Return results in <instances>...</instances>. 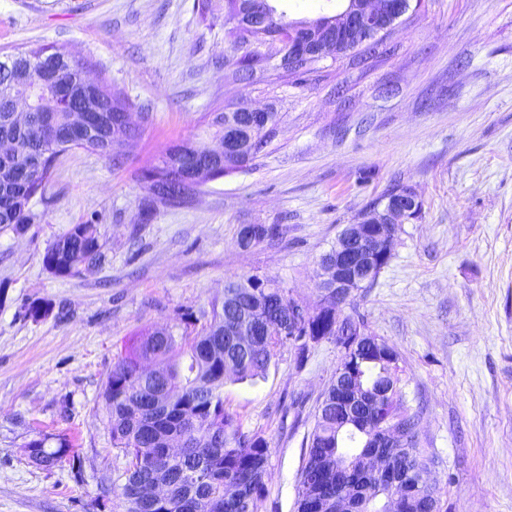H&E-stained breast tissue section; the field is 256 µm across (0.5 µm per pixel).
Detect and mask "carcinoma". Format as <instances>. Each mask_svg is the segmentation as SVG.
I'll return each instance as SVG.
<instances>
[{"instance_id":"cac0c4a2","label":"carcinoma","mask_w":512,"mask_h":512,"mask_svg":"<svg viewBox=\"0 0 512 512\" xmlns=\"http://www.w3.org/2000/svg\"><path fill=\"white\" fill-rule=\"evenodd\" d=\"M272 31L289 38V29L299 25L285 12L270 6ZM65 53L39 47L17 53L12 69L0 73V138L19 139V149L0 156V228L19 235L30 224L26 194L38 191L50 176L58 155L74 147L110 156L120 161L115 146L138 136L135 127H122V113L128 107L120 94L105 84L88 90L82 81L84 64L78 62L58 71L59 82L69 86L78 99L91 98L102 109L101 121L86 138L76 140L69 115L58 112L48 125L43 94H38L37 111L18 127L9 120L11 92L16 81L34 85L43 66ZM44 145L47 154L41 168L32 174L29 185L18 182L31 164L29 149ZM198 144L183 142L168 148L154 165L142 170L152 185L175 184L185 174L186 159L197 153ZM198 185L225 176L224 164L199 157L193 163ZM281 235L278 224H255L249 234L239 232L238 245L247 250ZM106 260L104 244L94 224H74L45 251L42 263L59 277L77 275L81 267L101 265ZM302 303L267 278L249 276L228 281L221 298L211 302L206 325L201 333L177 336L166 328L145 334L125 351L117 354L107 374L101 398L112 447L127 461L120 496L125 512H256L265 492L269 447L262 436L245 432L235 417L224 410V361L236 362L234 376L239 380L263 374L271 360L286 346L294 349L297 360L307 358L309 342L337 341L336 312L301 315ZM248 315L255 318L254 339L243 351L235 344L234 321ZM152 364L156 372L145 373ZM355 376L365 386H383L390 391V404L382 411L389 422L408 431L406 448L382 452L387 466L421 470L431 459L413 434L418 413L391 401L402 398L407 384L401 364H387L364 352L352 363ZM338 385L331 381L321 394L315 426L309 436L308 451L301 471L297 512H334L336 464L349 468L345 476L370 491V512H388L392 505L383 485L386 476L367 475L359 469L360 455L370 452L361 435L360 447L346 446L345 431L336 422ZM50 437L27 444L28 459L50 468L70 452L69 440L59 435L55 446ZM161 481L164 496L149 497L145 490ZM403 509L406 512H440L437 483L416 485L401 481Z\"/></svg>"}]
</instances>
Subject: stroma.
<instances>
[{
  "instance_id": "35a3bbf8",
  "label": "stroma",
  "mask_w": 512,
  "mask_h": 512,
  "mask_svg": "<svg viewBox=\"0 0 512 512\" xmlns=\"http://www.w3.org/2000/svg\"><path fill=\"white\" fill-rule=\"evenodd\" d=\"M194 3L0 0V56L53 47L148 115L121 162L60 155L27 231L0 230V512H124L101 492L126 464L99 398L115 356L155 328L201 332L231 277L269 278L317 304L321 256L397 185L417 193L420 214L341 314L399 353L442 512H512V0H422L376 56L244 81L224 69L223 19ZM239 103L281 117L255 166L188 205L155 202L142 169L170 146L211 142L206 114ZM86 222L105 263L77 277L46 270L47 247ZM246 224L282 225L283 238L241 249ZM35 300L48 316L25 317ZM341 356L329 340L302 362L286 347L255 380L225 378V410L270 448L258 512H296ZM55 435L71 457L33 465L27 443Z\"/></svg>"
}]
</instances>
